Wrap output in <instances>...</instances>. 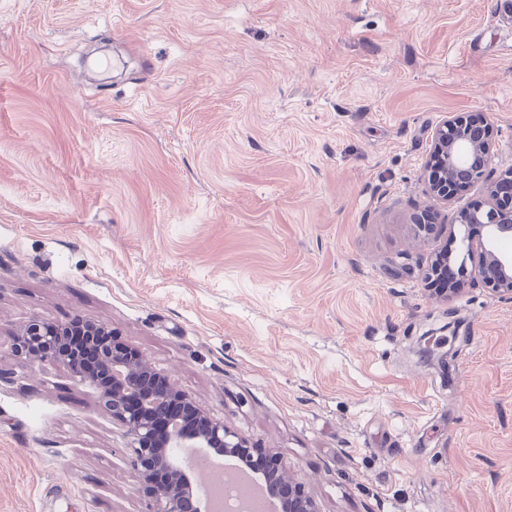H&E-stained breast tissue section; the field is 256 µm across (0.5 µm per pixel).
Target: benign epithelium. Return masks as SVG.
<instances>
[{
	"label": "benign epithelium",
	"instance_id": "benign-epithelium-1",
	"mask_svg": "<svg viewBox=\"0 0 512 512\" xmlns=\"http://www.w3.org/2000/svg\"><path fill=\"white\" fill-rule=\"evenodd\" d=\"M493 125L481 112L442 121L433 131L432 151L423 172L428 196L447 203L463 184L488 177ZM459 223L486 229L479 242L477 279L495 294L512 295V256L499 253L493 242L512 237V171L489 184L487 205L463 210ZM70 326L32 319L8 333L15 356L31 361L52 359L73 379L95 387L98 406L130 439L129 466L138 473L152 498L150 512H201L192 495L191 467L176 461L165 448H194L250 466L261 449L229 431L196 401L158 371L146 355L126 343L103 323L86 322L87 346L95 360L87 364L67 347ZM265 465L253 470L266 484L280 512H319L315 500L293 482L277 453L264 454Z\"/></svg>",
	"mask_w": 512,
	"mask_h": 512
}]
</instances>
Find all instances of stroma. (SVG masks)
<instances>
[{
    "mask_svg": "<svg viewBox=\"0 0 512 512\" xmlns=\"http://www.w3.org/2000/svg\"><path fill=\"white\" fill-rule=\"evenodd\" d=\"M471 111L511 170L512 0H0V512H148L95 388L5 337L78 316L320 512H512V297L425 280L476 264L484 182L422 181Z\"/></svg>",
    "mask_w": 512,
    "mask_h": 512,
    "instance_id": "1",
    "label": "stroma"
}]
</instances>
